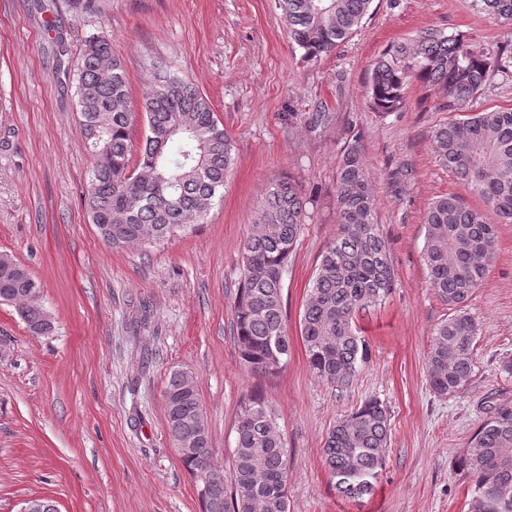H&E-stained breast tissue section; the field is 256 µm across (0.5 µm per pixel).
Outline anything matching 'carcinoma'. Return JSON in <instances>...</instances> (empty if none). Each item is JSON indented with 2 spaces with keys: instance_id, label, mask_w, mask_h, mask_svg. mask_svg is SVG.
I'll list each match as a JSON object with an SVG mask.
<instances>
[{
  "instance_id": "cac0c4a2",
  "label": "carcinoma",
  "mask_w": 512,
  "mask_h": 512,
  "mask_svg": "<svg viewBox=\"0 0 512 512\" xmlns=\"http://www.w3.org/2000/svg\"><path fill=\"white\" fill-rule=\"evenodd\" d=\"M480 10L512 26V0H474ZM372 0H279L292 44L310 60L334 51L353 35ZM496 54L477 51L460 35L425 28L392 45L376 61L368 95L382 114L406 107V87L415 79L436 98L440 111L458 112L433 131L438 162L481 198L501 224H512V108L468 112L501 64ZM152 82L142 111L148 134L137 170L129 175V129L134 123L124 64L112 40L90 38L76 62L77 112L93 164L84 207L101 240L118 250L173 238L202 223L224 188L234 161L232 139L207 98L161 61L151 62ZM340 232L326 247L308 290L300 335L312 374L340 389L349 386L369 346L358 335L356 314L385 301L395 288L388 245L380 234L376 198L355 138L337 169ZM305 200L287 177L269 184L252 232L244 243L243 273L235 301L234 340L241 360L273 378L288 364L290 336L283 316V276L301 227ZM497 225L455 195L436 198L425 217L424 262L429 286L456 314L440 324L427 354L428 382L438 395L468 386L475 368L477 325L465 304L495 262ZM27 267L0 253V302H8L33 336L54 325ZM167 428L173 444L197 440L181 460L197 482L208 481L203 512H288L284 448L272 408L252 396L241 407L233 449V486L212 462V449L196 382L170 374L165 392ZM390 424L386 407L365 401L331 428L322 456L336 491L347 499L372 493L386 464ZM474 478L467 512H512L497 492L512 493V402L494 407L462 453Z\"/></svg>"
}]
</instances>
